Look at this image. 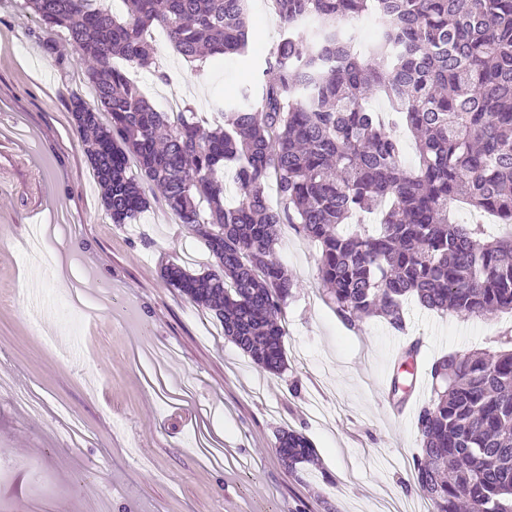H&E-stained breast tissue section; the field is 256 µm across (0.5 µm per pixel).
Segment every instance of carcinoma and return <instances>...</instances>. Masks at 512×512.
Segmentation results:
<instances>
[{"label": "carcinoma", "instance_id": "obj_1", "mask_svg": "<svg viewBox=\"0 0 512 512\" xmlns=\"http://www.w3.org/2000/svg\"><path fill=\"white\" fill-rule=\"evenodd\" d=\"M250 2L123 0L119 19L98 0H24L89 63L94 104L74 96L70 113L112 223L147 210L144 185L159 189L218 266L193 274L169 264L162 278L273 374L287 365L281 319L295 287L275 259L287 224L318 243L319 280L349 328L378 317L406 336L409 299L437 312L512 313V234L492 237L448 213L464 202L512 224V0H270L283 29L275 76L254 102L241 89L207 131L189 106L175 117L156 109L114 64L151 69L155 26L189 62L241 55ZM365 15L378 34L361 43L348 24ZM308 18L315 28L297 34ZM377 95L415 138L412 168L368 104ZM227 163L234 207L224 203ZM378 209L375 232L351 223ZM430 374L414 485L431 512H512V349L446 355ZM277 442L290 468L316 456L301 432L281 430Z\"/></svg>", "mask_w": 512, "mask_h": 512}]
</instances>
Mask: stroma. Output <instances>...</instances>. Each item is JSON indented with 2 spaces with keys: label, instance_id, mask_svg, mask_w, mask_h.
Listing matches in <instances>:
<instances>
[{
  "label": "stroma",
  "instance_id": "1",
  "mask_svg": "<svg viewBox=\"0 0 512 512\" xmlns=\"http://www.w3.org/2000/svg\"><path fill=\"white\" fill-rule=\"evenodd\" d=\"M280 34L269 0H253L246 55L215 65L186 61L156 28L168 79L135 78L158 108L174 99L211 125L217 102L243 87L259 95ZM86 70L23 0H0V512H83L88 502L97 512H387L390 502L424 512L409 464L430 367L501 350L512 313L464 317L411 301L408 336L379 318L347 328L322 294L317 244L289 228L276 252L297 284L287 368L265 372L162 279L170 263L193 273L217 264L159 196L137 221L112 224L69 113L72 97L94 99ZM70 297L87 312L75 329L58 308ZM410 336L420 340L416 379L400 358ZM396 375L402 403L390 392ZM30 390L40 411L19 399ZM60 404L86 429L81 447L65 443ZM282 428L304 433L318 464L288 470Z\"/></svg>",
  "mask_w": 512,
  "mask_h": 512
}]
</instances>
